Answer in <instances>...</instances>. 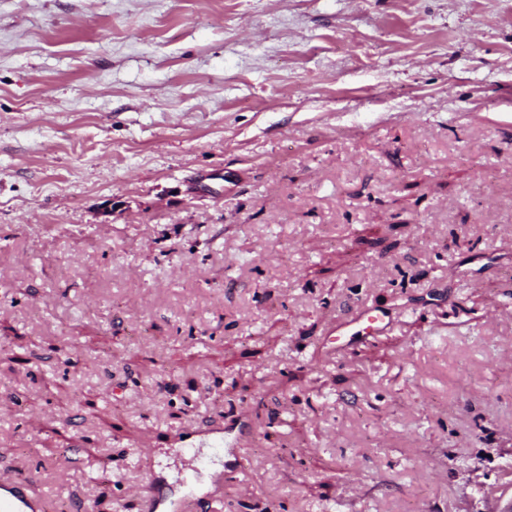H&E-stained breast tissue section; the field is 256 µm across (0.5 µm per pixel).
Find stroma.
Wrapping results in <instances>:
<instances>
[{"label": "stroma", "mask_w": 512, "mask_h": 512, "mask_svg": "<svg viewBox=\"0 0 512 512\" xmlns=\"http://www.w3.org/2000/svg\"><path fill=\"white\" fill-rule=\"evenodd\" d=\"M1 452L45 512H512V0H0Z\"/></svg>", "instance_id": "35a3bbf8"}]
</instances>
